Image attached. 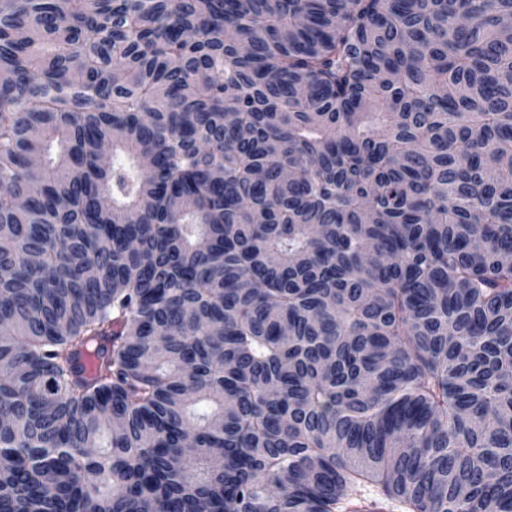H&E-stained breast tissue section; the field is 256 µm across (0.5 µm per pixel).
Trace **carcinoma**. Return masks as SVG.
<instances>
[{"label":"carcinoma","instance_id":"cac0c4a2","mask_svg":"<svg viewBox=\"0 0 512 512\" xmlns=\"http://www.w3.org/2000/svg\"><path fill=\"white\" fill-rule=\"evenodd\" d=\"M510 18L0 0V512H512Z\"/></svg>","mask_w":512,"mask_h":512}]
</instances>
